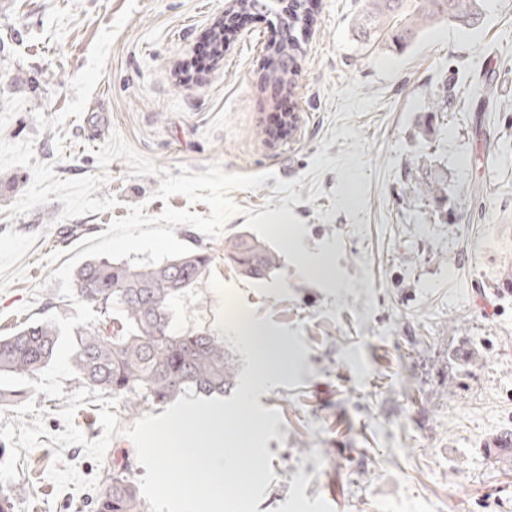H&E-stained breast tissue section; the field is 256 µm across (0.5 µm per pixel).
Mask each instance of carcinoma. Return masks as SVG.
<instances>
[{
  "label": "carcinoma",
  "instance_id": "carcinoma-1",
  "mask_svg": "<svg viewBox=\"0 0 512 512\" xmlns=\"http://www.w3.org/2000/svg\"><path fill=\"white\" fill-rule=\"evenodd\" d=\"M401 15L409 20L395 23V39L408 44L424 27L443 19L471 30L483 9L481 0H368L358 25L367 35ZM224 254L253 280L266 278L281 262L277 251L245 235L231 238ZM209 262L204 250L194 248L152 265L95 259L81 266L77 296L103 319L77 332L72 362L80 379L131 412L145 403L165 404L188 393L211 397L231 388L235 361L224 340L208 329L177 333L171 327L170 301L200 287ZM57 341L56 326L46 321L0 336V373L34 375L53 359ZM132 469L130 451H121L95 512H144Z\"/></svg>",
  "mask_w": 512,
  "mask_h": 512
}]
</instances>
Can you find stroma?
<instances>
[{
	"instance_id": "35a3bbf8",
	"label": "stroma",
	"mask_w": 512,
	"mask_h": 512,
	"mask_svg": "<svg viewBox=\"0 0 512 512\" xmlns=\"http://www.w3.org/2000/svg\"><path fill=\"white\" fill-rule=\"evenodd\" d=\"M126 3L0 0V96L24 100L0 133L35 137L37 161L61 180L98 173L96 154L115 131L175 177L211 163L265 174L257 190L232 191L243 213L221 236L176 226L178 240L212 261L201 287L172 303L179 331L223 338L236 388L257 369L241 313L283 340L272 383L243 410L272 456L257 512H512V447L492 444L512 431V159L490 160L512 146V55L496 51L512 37V0H482L484 22L471 34L444 20L407 45L385 29L361 36L366 0H311L286 92L266 79L277 66L271 45L288 37L274 14L241 27L194 74L186 63L235 0H137L83 115L38 131L36 112H64L71 80ZM452 64L463 81L449 82ZM472 83L492 84L506 110ZM441 92L450 106L438 111ZM285 103L294 128L279 137ZM107 174L94 196L117 206L63 221L56 200L8 217L33 176L0 171V336L74 315L47 256L107 230L129 206L154 217L167 205L210 213L181 195L154 198L159 178L130 175L123 160ZM434 178L446 180L447 198L418 193ZM282 180L291 189L278 190ZM283 208L293 221L276 235L280 268L261 281L240 276L224 260L226 240L245 232V210ZM62 384L63 397L34 395L35 413L21 416H43L46 433L5 485L14 512H93L96 491L60 492L48 476L51 437L65 429L59 412L82 386L76 376ZM132 445L120 435L102 462L80 445L64 458L82 477H101Z\"/></svg>"
}]
</instances>
